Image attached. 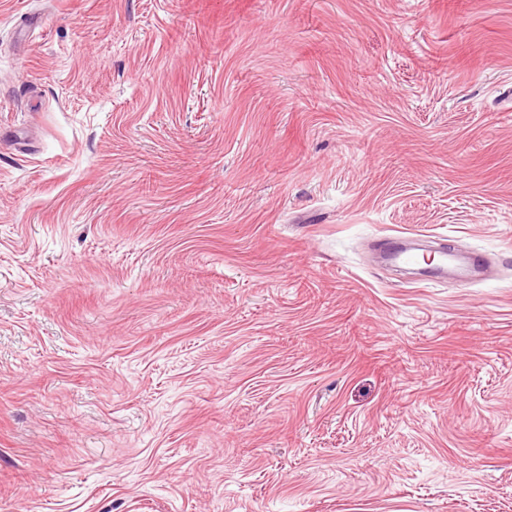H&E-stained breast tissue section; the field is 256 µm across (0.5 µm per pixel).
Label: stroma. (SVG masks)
Listing matches in <instances>:
<instances>
[{"instance_id":"35a3bbf8","label":"stroma","mask_w":512,"mask_h":512,"mask_svg":"<svg viewBox=\"0 0 512 512\" xmlns=\"http://www.w3.org/2000/svg\"><path fill=\"white\" fill-rule=\"evenodd\" d=\"M0 512H512V0H0ZM406 237L404 233L386 235L380 238L375 246L382 249L387 261L393 266H420V255L404 245ZM453 256L452 252H448L447 243H440L438 248L430 252L429 262L425 260L424 254H422V260L427 265L422 268V271L429 274L425 280L432 282L444 281L447 278L448 260L452 259ZM465 253L468 258V270L459 277V280L471 284L475 282L480 275H487L489 273L490 264L481 252L468 251Z\"/></svg>"}]
</instances>
